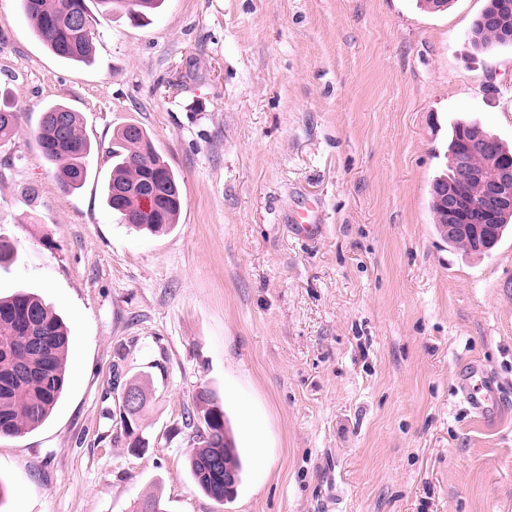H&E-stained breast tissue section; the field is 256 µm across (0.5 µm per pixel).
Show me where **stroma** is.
Masks as SVG:
<instances>
[{
  "label": "stroma",
  "mask_w": 512,
  "mask_h": 512,
  "mask_svg": "<svg viewBox=\"0 0 512 512\" xmlns=\"http://www.w3.org/2000/svg\"><path fill=\"white\" fill-rule=\"evenodd\" d=\"M486 0H165L151 24L94 8V59L50 54L0 0V87L23 114L0 147V295H40L70 336L36 430L0 438V512H512V236L474 257L429 210L453 120L512 146V46L474 51ZM63 100L94 145L62 191L33 134ZM147 129L179 175L169 233L119 223L107 151ZM41 191L29 211L22 190ZM322 204L321 232L289 214ZM475 363L503 392L460 401ZM150 378L149 450L110 419L113 376ZM217 392L242 461L219 504L182 425ZM480 380L476 381V377ZM476 381V382H475ZM462 400L469 411L480 419L494 415L500 404L498 389L484 379L478 367H471L461 383Z\"/></svg>",
  "instance_id": "35a3bbf8"
}]
</instances>
